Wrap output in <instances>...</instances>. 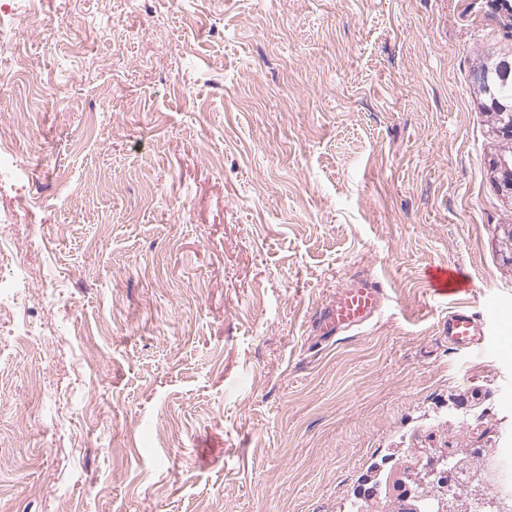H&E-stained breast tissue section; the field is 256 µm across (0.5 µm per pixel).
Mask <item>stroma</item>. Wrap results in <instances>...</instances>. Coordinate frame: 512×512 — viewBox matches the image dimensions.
I'll return each mask as SVG.
<instances>
[{
    "instance_id": "35a3bbf8",
    "label": "stroma",
    "mask_w": 512,
    "mask_h": 512,
    "mask_svg": "<svg viewBox=\"0 0 512 512\" xmlns=\"http://www.w3.org/2000/svg\"><path fill=\"white\" fill-rule=\"evenodd\" d=\"M0 512H394L512 448V200L471 71L512 0H0ZM487 303L449 345L430 264ZM388 310L330 342L353 279ZM29 330L26 347L15 337ZM28 264H25V260L23 262L20 261L16 265V276L14 274L13 279L9 281H4L0 277V309L2 304L5 305V301L11 299L13 302L18 295L13 292L15 288H25V282L29 278V274L31 273L30 269L27 267ZM22 280H18V279Z\"/></svg>"
}]
</instances>
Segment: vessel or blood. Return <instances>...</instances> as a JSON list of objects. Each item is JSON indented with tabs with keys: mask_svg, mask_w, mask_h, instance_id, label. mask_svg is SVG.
Listing matches in <instances>:
<instances>
[{
	"mask_svg": "<svg viewBox=\"0 0 512 512\" xmlns=\"http://www.w3.org/2000/svg\"><path fill=\"white\" fill-rule=\"evenodd\" d=\"M427 281L434 296L453 299L456 306L448 314V341L455 346L469 344L483 335V323L463 300L469 290L457 270L446 265L429 266ZM386 292L375 279L359 278L340 290L335 299L318 312L314 332L321 339L342 336L372 324L381 314Z\"/></svg>",
	"mask_w": 512,
	"mask_h": 512,
	"instance_id": "obj_1",
	"label": "vessel or blood"
}]
</instances>
